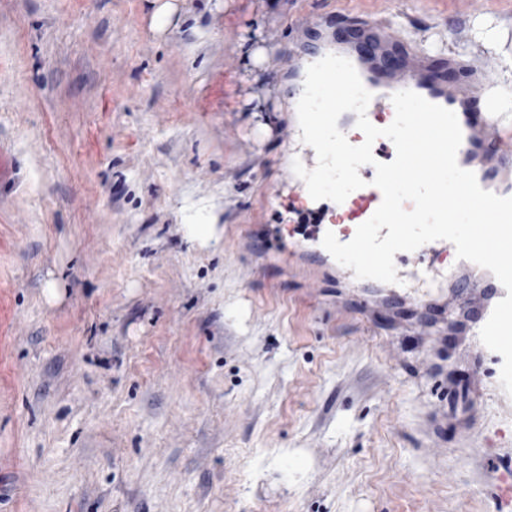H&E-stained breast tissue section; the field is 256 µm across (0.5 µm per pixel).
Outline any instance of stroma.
Instances as JSON below:
<instances>
[{
  "label": "stroma",
  "mask_w": 512,
  "mask_h": 512,
  "mask_svg": "<svg viewBox=\"0 0 512 512\" xmlns=\"http://www.w3.org/2000/svg\"><path fill=\"white\" fill-rule=\"evenodd\" d=\"M327 15L475 60L512 129V0H0V512H512L452 249L407 300L244 249L297 219L293 25Z\"/></svg>",
  "instance_id": "stroma-1"
}]
</instances>
